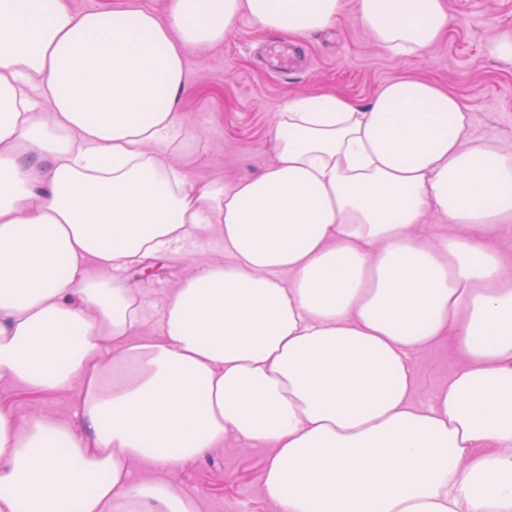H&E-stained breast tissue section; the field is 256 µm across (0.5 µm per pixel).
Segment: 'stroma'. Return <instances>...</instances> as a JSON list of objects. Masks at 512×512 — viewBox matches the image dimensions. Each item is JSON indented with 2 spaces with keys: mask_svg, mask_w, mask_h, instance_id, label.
Listing matches in <instances>:
<instances>
[{
  "mask_svg": "<svg viewBox=\"0 0 512 512\" xmlns=\"http://www.w3.org/2000/svg\"><path fill=\"white\" fill-rule=\"evenodd\" d=\"M453 23L445 36L420 54L396 58L378 47L358 21V0H343L342 21L335 29L292 41L306 50L297 70L270 68L265 42L270 32L241 18L222 43L185 53L192 90L181 107L191 136L177 148L173 162L190 179L231 184L258 175L271 162V137L278 114L289 98L337 92L367 105L397 74L433 81L448 88L472 118V134L512 145V64L488 52L501 33L512 32V0H446ZM223 257V243L213 229L198 230L171 249L157 275L139 280L145 305L160 308L180 281L198 264ZM417 403H428L447 384L462 359L451 342L440 341L412 357ZM77 390L34 394L0 382V404L17 417L51 412L72 413ZM270 454L234 439L177 469L176 482L197 500L199 512H277L264 495L262 475Z\"/></svg>",
  "mask_w": 512,
  "mask_h": 512,
  "instance_id": "obj_1",
  "label": "stroma"
}]
</instances>
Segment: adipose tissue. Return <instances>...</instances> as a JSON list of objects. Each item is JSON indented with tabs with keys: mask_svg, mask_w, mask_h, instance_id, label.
<instances>
[{
	"mask_svg": "<svg viewBox=\"0 0 512 512\" xmlns=\"http://www.w3.org/2000/svg\"><path fill=\"white\" fill-rule=\"evenodd\" d=\"M244 15L296 40L342 0H0V381L80 387L66 420L0 407V512H198L174 473L230 437L269 449L278 512H512V146L398 75L364 107L288 100L260 174L190 180L169 157L185 51ZM359 20L395 57L453 23L445 0ZM431 212L455 232L421 238ZM206 226L223 261L139 337L122 270ZM446 336L462 365L417 406L410 356ZM69 6L77 11L99 7H117L127 5L135 8L162 11L166 8L168 0H67Z\"/></svg>",
	"mask_w": 512,
	"mask_h": 512,
	"instance_id": "1",
	"label": "adipose tissue"
}]
</instances>
